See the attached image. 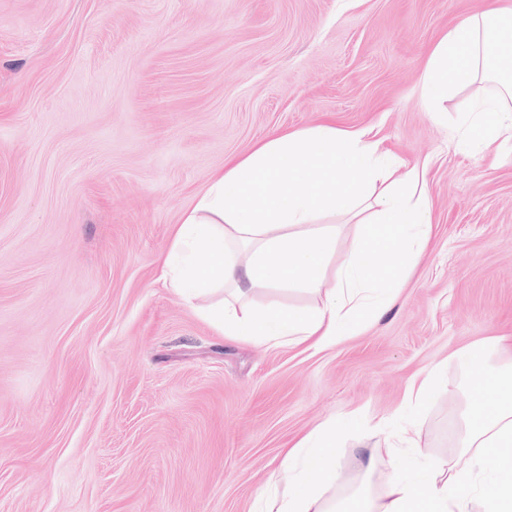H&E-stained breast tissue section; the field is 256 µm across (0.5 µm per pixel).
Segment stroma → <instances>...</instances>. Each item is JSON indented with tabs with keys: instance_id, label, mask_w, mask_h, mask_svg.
I'll return each mask as SVG.
<instances>
[{
	"instance_id": "1",
	"label": "stroma",
	"mask_w": 512,
	"mask_h": 512,
	"mask_svg": "<svg viewBox=\"0 0 512 512\" xmlns=\"http://www.w3.org/2000/svg\"><path fill=\"white\" fill-rule=\"evenodd\" d=\"M510 6L0 0V512H253L285 444L359 409L384 430L337 434L338 506L454 455L469 392L449 357L512 336V158L458 150L417 85L463 16ZM328 121L428 160L424 251L395 304L329 348L218 333L161 277L181 212L226 157ZM441 380V371L438 368L430 370L419 381H415L406 400V407L415 411L425 406L433 391Z\"/></svg>"
}]
</instances>
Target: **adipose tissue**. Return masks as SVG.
<instances>
[{"label":"adipose tissue","mask_w":512,"mask_h":512,"mask_svg":"<svg viewBox=\"0 0 512 512\" xmlns=\"http://www.w3.org/2000/svg\"><path fill=\"white\" fill-rule=\"evenodd\" d=\"M512 55V8L462 19L434 45L421 75L419 99L431 119L458 88L492 81V95L458 112L451 134L476 156H504L512 147V75L501 62ZM370 138L326 122L258 142L227 159L193 207L176 224L161 256L163 278L220 333L272 345L322 349L354 334L393 297L381 286L377 258L390 256L388 274L399 282L420 255L430 231L426 165L404 168ZM339 212L359 234L338 286L321 308L255 310L253 288H321L337 227L323 216ZM452 363L471 388L489 386L463 414L457 446L465 465L447 461L422 468L418 479H391L376 500L355 501L356 512H512V347L489 339L456 351ZM360 416L327 423L286 449L280 496H260V512H335L326 499L336 477L330 450L339 430ZM322 483H312V474Z\"/></svg>","instance_id":"adipose-tissue-1"}]
</instances>
